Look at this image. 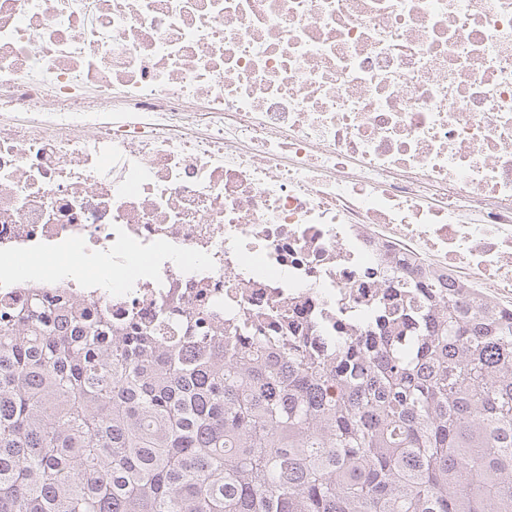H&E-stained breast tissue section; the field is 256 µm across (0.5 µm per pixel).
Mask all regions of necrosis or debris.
<instances>
[{
    "instance_id": "1",
    "label": "necrosis or debris",
    "mask_w": 512,
    "mask_h": 512,
    "mask_svg": "<svg viewBox=\"0 0 512 512\" xmlns=\"http://www.w3.org/2000/svg\"><path fill=\"white\" fill-rule=\"evenodd\" d=\"M403 261L512 313V0H0V298L353 336Z\"/></svg>"
}]
</instances>
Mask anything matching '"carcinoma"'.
<instances>
[{
    "label": "carcinoma",
    "instance_id": "carcinoma-1",
    "mask_svg": "<svg viewBox=\"0 0 512 512\" xmlns=\"http://www.w3.org/2000/svg\"><path fill=\"white\" fill-rule=\"evenodd\" d=\"M379 310L271 341L0 299V512H512V314Z\"/></svg>",
    "mask_w": 512,
    "mask_h": 512
}]
</instances>
